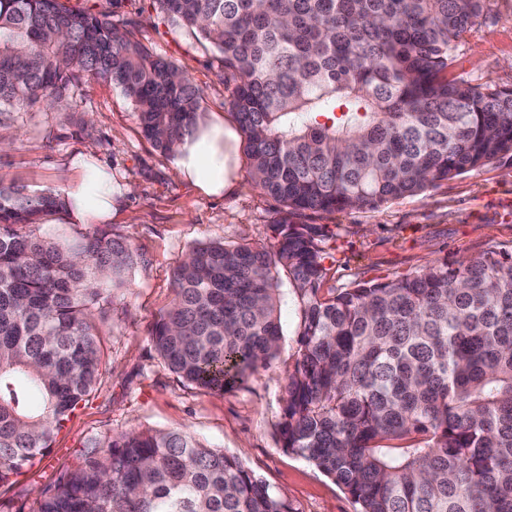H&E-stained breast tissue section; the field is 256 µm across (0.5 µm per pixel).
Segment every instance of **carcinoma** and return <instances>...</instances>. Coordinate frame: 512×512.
<instances>
[{"label": "carcinoma", "instance_id": "cac0c4a2", "mask_svg": "<svg viewBox=\"0 0 512 512\" xmlns=\"http://www.w3.org/2000/svg\"><path fill=\"white\" fill-rule=\"evenodd\" d=\"M222 58L269 243L192 246L151 343L183 382L246 383L295 336L281 447L359 512H512V254L322 288L326 224L489 164L512 166V87L451 72L484 0H154ZM112 82L172 154L201 91L124 22L69 0H0V115ZM62 190L0 186V486L33 467L100 376L96 319L131 244L42 231ZM293 315L289 327L282 309ZM38 512H291L235 456L179 430L96 440Z\"/></svg>", "mask_w": 512, "mask_h": 512}]
</instances>
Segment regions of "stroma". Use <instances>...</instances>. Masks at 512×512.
Listing matches in <instances>:
<instances>
[{"instance_id": "1", "label": "stroma", "mask_w": 512, "mask_h": 512, "mask_svg": "<svg viewBox=\"0 0 512 512\" xmlns=\"http://www.w3.org/2000/svg\"><path fill=\"white\" fill-rule=\"evenodd\" d=\"M71 2L134 21L138 40L185 68L202 92L203 111L234 122L220 54L164 22L152 0ZM452 72L474 84L512 86V0H486ZM68 100L70 109L46 112L35 106L9 121L14 140L0 150V184L63 189L74 177L70 163L76 155L110 163L126 187L117 219L95 226L48 224L44 230L70 241L91 231L122 237L137 260L129 287L114 293L98 324L104 356L95 391L55 437L50 454L0 487V512H37L38 488L76 466L92 440L146 429H182L237 456L292 512H356L349 494L279 441L293 340L285 341L269 369L221 395L183 383L164 367L150 341L154 322L173 298L172 271L192 245L262 241L280 216V204L253 183L245 150L237 152L235 188L215 200L175 175L171 156L144 137L132 103L112 83L76 77ZM305 221L334 232L324 244L328 288L409 275L431 263L493 250L512 252V168L489 165L374 211L316 212Z\"/></svg>"}]
</instances>
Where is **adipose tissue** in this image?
<instances>
[{
  "label": "adipose tissue",
  "mask_w": 512,
  "mask_h": 512,
  "mask_svg": "<svg viewBox=\"0 0 512 512\" xmlns=\"http://www.w3.org/2000/svg\"><path fill=\"white\" fill-rule=\"evenodd\" d=\"M238 138L234 125L211 115L196 125L177 147L173 158L176 176L200 193L219 196L232 190L236 178L228 165V150ZM75 178L66 194L69 207L62 219L67 224H104L111 221L115 199L121 190L111 168L90 157L73 162Z\"/></svg>",
  "instance_id": "1"
}]
</instances>
